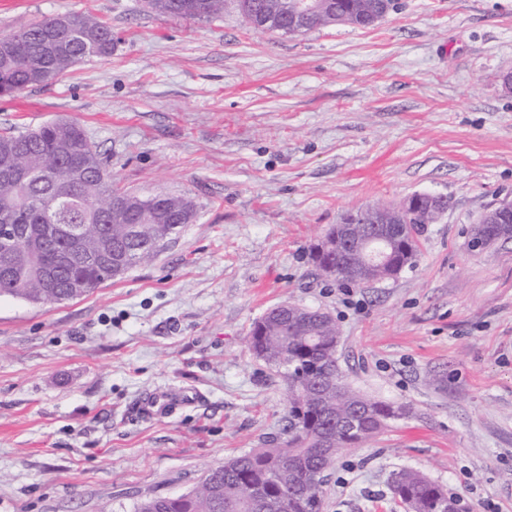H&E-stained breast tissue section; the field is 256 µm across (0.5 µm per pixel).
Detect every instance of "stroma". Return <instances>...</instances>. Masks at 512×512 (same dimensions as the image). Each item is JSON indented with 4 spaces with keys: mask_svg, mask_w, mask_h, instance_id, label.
Returning a JSON list of instances; mask_svg holds the SVG:
<instances>
[{
    "mask_svg": "<svg viewBox=\"0 0 512 512\" xmlns=\"http://www.w3.org/2000/svg\"><path fill=\"white\" fill-rule=\"evenodd\" d=\"M375 27L258 33L144 0L0 4V36L57 14L112 29L111 57L0 95V134L77 120L113 189L190 199L197 217L88 295L0 296V512H132L209 468L285 441L288 383L247 337L269 309L322 308L338 365L409 418L342 449L320 512H402L411 468L475 512H512V239L469 234L512 201V0H399ZM447 198L414 267L375 284L319 277L342 215ZM182 390L169 416L136 406Z\"/></svg>",
    "mask_w": 512,
    "mask_h": 512,
    "instance_id": "1",
    "label": "stroma"
}]
</instances>
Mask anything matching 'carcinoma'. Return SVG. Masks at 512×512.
<instances>
[{
	"mask_svg": "<svg viewBox=\"0 0 512 512\" xmlns=\"http://www.w3.org/2000/svg\"><path fill=\"white\" fill-rule=\"evenodd\" d=\"M227 0H146L158 14L211 19L224 12ZM237 10L254 5L261 14L258 32H273L267 21L299 34L338 24L365 28L377 0H334V10L314 13L302 26H292L283 11L285 0H233ZM56 18L40 20L12 33L11 55L0 54V81L22 91L63 77L77 62L112 56V29L91 15L70 16L75 36H60L52 45L42 33ZM17 159L33 177L18 184L0 178V213L13 223L36 229L42 224H78L79 245L65 238L39 237L38 245L20 246L9 258L0 254V295L31 304L62 303L124 275L112 266L132 267L150 260L178 227L195 217L192 201L176 195L140 197L112 190L107 166L89 146L82 126L58 119L18 135H0V164ZM512 230L476 224L471 235L491 244ZM81 281L85 287L74 289ZM337 324L330 312L288 303V314L277 306L258 320L249 336L253 355L288 379V411L282 446L259 448L211 468L193 491L177 497H151L134 512H309L321 503L325 475L320 448L326 438L336 450L371 440L412 409L396 402L367 398L344 380L337 365ZM357 417L355 429L346 426ZM249 480L255 497L246 501L240 482ZM390 488L404 512H440L441 486L422 473L401 469L391 475Z\"/></svg>",
	"mask_w": 512,
	"mask_h": 512,
	"instance_id": "carcinoma-1",
	"label": "carcinoma"
}]
</instances>
